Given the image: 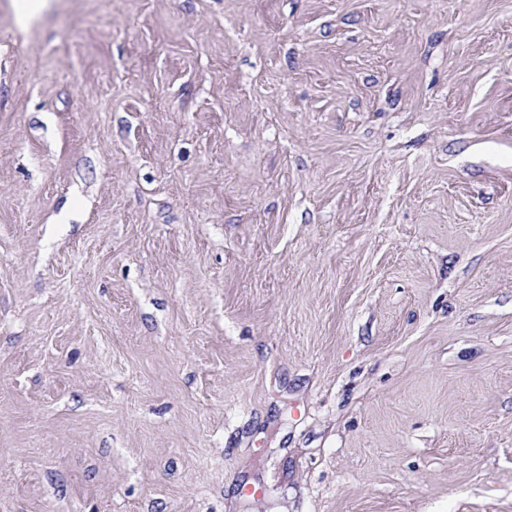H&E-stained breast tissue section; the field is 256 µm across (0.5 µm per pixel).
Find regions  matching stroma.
<instances>
[{"mask_svg": "<svg viewBox=\"0 0 512 512\" xmlns=\"http://www.w3.org/2000/svg\"><path fill=\"white\" fill-rule=\"evenodd\" d=\"M0 512H512V0H0Z\"/></svg>", "mask_w": 512, "mask_h": 512, "instance_id": "1", "label": "stroma"}]
</instances>
